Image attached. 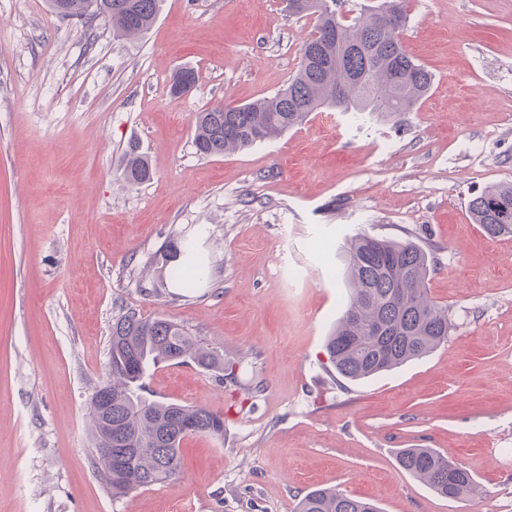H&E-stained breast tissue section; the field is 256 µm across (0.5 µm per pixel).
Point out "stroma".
<instances>
[{
  "mask_svg": "<svg viewBox=\"0 0 512 512\" xmlns=\"http://www.w3.org/2000/svg\"><path fill=\"white\" fill-rule=\"evenodd\" d=\"M401 34L433 85L410 112L326 108L247 150L199 155L198 112L274 95L312 16L286 0H163L145 33L0 0V512H293L338 486L383 512H512V237L473 224L471 197L512 182V0H408ZM196 84L170 91L181 68ZM137 144L152 178L129 185ZM410 239L447 342L359 382L324 349L346 286L345 237ZM188 243L193 289L164 254ZM170 319L228 377L159 363L149 398L223 415L186 437L178 476L116 498L88 402L120 310ZM434 448L479 494L448 500L400 470Z\"/></svg>",
  "mask_w": 512,
  "mask_h": 512,
  "instance_id": "stroma-1",
  "label": "stroma"
}]
</instances>
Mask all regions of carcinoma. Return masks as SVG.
<instances>
[{
  "label": "carcinoma",
  "mask_w": 512,
  "mask_h": 512,
  "mask_svg": "<svg viewBox=\"0 0 512 512\" xmlns=\"http://www.w3.org/2000/svg\"><path fill=\"white\" fill-rule=\"evenodd\" d=\"M160 0H48L52 12L102 19L117 39L146 32ZM299 16L317 23L307 45L318 50L314 65L300 63L288 87L271 97L241 106L217 105L198 113L194 144L204 156L251 148L301 125L310 113L328 107L363 115L412 111L429 92L433 77L406 52L400 32L389 30L390 13L406 26L405 0H380L361 6L349 24L342 0H302ZM123 175L131 185L152 178L139 147L126 153ZM472 221L491 238L512 236V184L489 188L468 204ZM173 245L166 254L171 274L184 287H196L201 268L177 261ZM336 273L349 286L348 300L325 349L336 373L356 381L420 359L448 341V308L427 291L431 255L417 243L364 233L354 235ZM192 361L205 370H224L215 352L194 341L174 321L147 318L127 310L112 323L108 380L90 399L97 453L112 496L122 497L176 476L181 469V442L190 435L224 438V416L203 406L150 400L143 380L159 361ZM400 469L443 498L457 500L479 483L465 467L433 448H401ZM295 512H380L368 500L336 487L313 488L299 499Z\"/></svg>",
  "instance_id": "1"
}]
</instances>
